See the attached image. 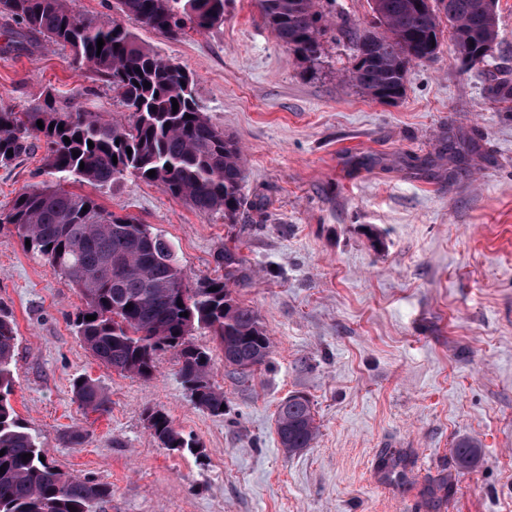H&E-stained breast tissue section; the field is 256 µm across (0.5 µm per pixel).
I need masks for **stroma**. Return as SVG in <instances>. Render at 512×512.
Returning <instances> with one entry per match:
<instances>
[{"instance_id":"obj_1","label":"stroma","mask_w":512,"mask_h":512,"mask_svg":"<svg viewBox=\"0 0 512 512\" xmlns=\"http://www.w3.org/2000/svg\"><path fill=\"white\" fill-rule=\"evenodd\" d=\"M496 14L486 66L464 65L442 36L393 103L349 81L352 49L338 33L318 64L296 60L256 0H229L223 24L178 41L124 21L193 77L201 112L242 146L245 206L231 225L131 175L67 187L150 225L190 278L221 275L218 255L235 248L233 295L272 347L242 374L207 332L193 333L224 391L223 415H210L192 403L174 352L148 379L96 360L72 327L77 289L1 225L0 313L17 330L10 401L56 467L111 488L97 512H512V112L488 91L512 80V0ZM12 26L0 17V108L50 94L129 121L69 48L35 35L28 50H8ZM44 154L38 142L0 168V214L46 181ZM80 376L105 389L107 412L79 409ZM294 393L310 399L319 433L290 454L276 415ZM148 408L198 453L155 441ZM462 438L480 447L467 469L453 454ZM387 452L402 474L377 471Z\"/></svg>"}]
</instances>
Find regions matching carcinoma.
Returning a JSON list of instances; mask_svg holds the SVG:
<instances>
[{"label":"carcinoma","instance_id":"carcinoma-1","mask_svg":"<svg viewBox=\"0 0 512 512\" xmlns=\"http://www.w3.org/2000/svg\"><path fill=\"white\" fill-rule=\"evenodd\" d=\"M226 2L114 0L120 14L173 40L223 23ZM257 6L283 46L304 63L318 61L328 20L317 0H257ZM370 8L382 33L355 36L349 78L374 101L401 97L408 66L435 59L442 19L448 20L458 56L473 66L486 61L482 47L498 36L496 0H370ZM0 16L20 25L10 39L17 48L31 34L69 47L79 65L106 77L132 117L125 124L64 110L50 95L32 112L1 109L0 167L8 168L29 154L33 141L41 138L44 166L57 177L51 186L20 192L6 223L30 241L28 249L78 289L83 307L73 326L96 360L116 372L149 379L158 353L172 350L194 405L224 415V391L210 379L211 355L189 336L196 330L209 333L224 352L225 363L243 373L265 363L271 351L257 313L233 296L241 264L237 253L224 248L218 257L224 275L201 278L191 286L170 245L147 225L108 212L61 182L103 186L133 175L161 185L200 213L222 212L224 223L233 224L242 204V150L200 111L189 73L161 59L122 24H101L76 10L74 0H0ZM99 38L104 41L100 51ZM146 82L150 87H144ZM491 90L506 110L512 109L511 82L497 81ZM187 114L191 118H185ZM151 170L153 177L148 176ZM184 312L188 316H182ZM88 315L96 319L88 320ZM16 348L14 321L0 314V512H96L111 496L110 487L41 461L46 451L10 403ZM72 387L84 413L106 410L108 397L96 381L78 377ZM145 421L150 435L169 450L191 452L196 447L164 411L146 410ZM276 427L288 453L310 447L318 432L310 399L288 396L279 406ZM25 454L31 458L23 459ZM478 454L469 439L455 444L462 468L473 464ZM70 505L75 510L68 509Z\"/></svg>","mask_w":512,"mask_h":512}]
</instances>
